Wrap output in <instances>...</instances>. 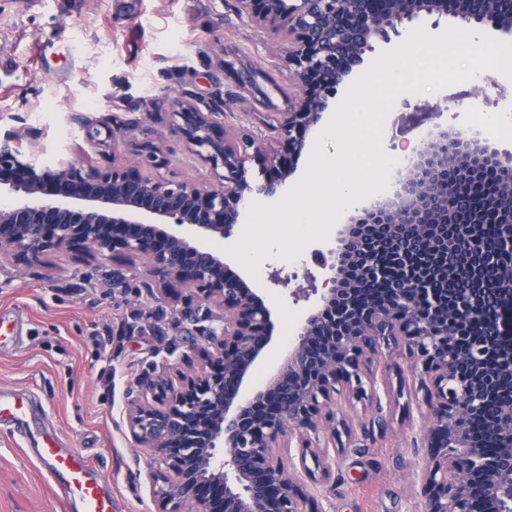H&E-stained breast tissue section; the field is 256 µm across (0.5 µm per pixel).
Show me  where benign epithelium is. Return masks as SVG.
<instances>
[{
  "mask_svg": "<svg viewBox=\"0 0 512 512\" xmlns=\"http://www.w3.org/2000/svg\"><path fill=\"white\" fill-rule=\"evenodd\" d=\"M235 0L233 10L263 32L293 44L288 62L300 93L270 130L288 139L291 151L306 148V133L330 108L329 98L364 61L373 42L422 16L490 22L512 35V0ZM169 130L187 159L210 168L213 183L175 180L158 142L134 143L135 159L100 167L62 157L53 166L38 160L42 132L12 127L0 132V192L20 200L0 207V255L41 264L50 255L81 248L90 263L112 254L116 264L146 265L144 288L181 299L176 327L195 321L201 299L218 310L219 322L191 336L199 362L188 370L165 366L138 377L127 396L126 427L132 441L152 452L148 466L156 512H324L314 488L330 484L339 457L357 447L349 418L336 407L377 398L373 356L403 345L408 368L430 417L428 445L416 464L423 512H476L471 489L483 492V512H512V148L483 140L437 120L404 157L388 195L361 208L337 231L336 244L320 253L325 272L312 288L319 304L300 324L297 341L266 384L245 392L249 371L271 341V310L242 276L228 271L217 251L192 244L170 230L187 226L229 238L255 194L282 193L294 167L265 142L224 128V97L200 108L196 100L171 103ZM68 123L86 143L107 148L131 136L135 124L115 116L92 120L71 112ZM253 152H248V149ZM267 175L254 184L247 164ZM502 179L479 207L462 195L493 172ZM382 224L417 230L419 248L434 245L445 226L447 249L462 243L483 262L486 297L463 291L448 304L432 280L398 248L401 269L386 299L363 306V293L385 276L366 231ZM498 228L489 254L481 232ZM486 327L469 335L475 319ZM465 346L459 355L448 341ZM467 372L468 382L458 377ZM493 392L501 395L496 452L477 441L470 417ZM298 454L291 456L292 441Z\"/></svg>",
  "mask_w": 512,
  "mask_h": 512,
  "instance_id": "obj_1",
  "label": "benign epithelium"
}]
</instances>
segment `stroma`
Returning <instances> with one entry per match:
<instances>
[{
    "mask_svg": "<svg viewBox=\"0 0 512 512\" xmlns=\"http://www.w3.org/2000/svg\"><path fill=\"white\" fill-rule=\"evenodd\" d=\"M436 29L465 30L476 44L485 36L512 43L487 23L425 16L402 24L389 40L375 41L366 58L374 61L403 46L415 31ZM287 51L281 37L259 32L225 0H0V128L13 127L20 117L39 129L44 164L65 152L108 166L131 160L130 145L113 153L92 148L64 115L73 108L93 119L114 115L137 122L135 140L149 131L160 135L168 160L164 175L207 184L209 168L189 163L182 141L168 131V100L191 95L205 102L222 93L226 128L287 154V140L266 127L297 99ZM246 70L260 94L240 89ZM477 87L468 79L395 101L382 123L383 152L394 155L396 147L414 140L406 129L410 117L437 104L445 107V120L457 115L476 127L475 115L485 109L474 95ZM245 231L241 224L227 239L195 234L191 240L223 253L228 268L263 289L272 308V340L247 381L252 390L276 372L316 303L299 291L321 273L322 241H308L295 260L271 247L251 275L232 253ZM112 269L108 260L86 265L66 255L43 266L0 258V314L19 313L23 327L19 347L0 349V386L38 402L40 427L57 431L106 477L113 512H155L142 475L149 453L128 433L126 393L140 373L164 362L160 339L174 336L181 305L147 294L143 265L126 268L124 288L109 286ZM404 364L399 350L386 348L374 365L387 429L369 427L371 415L362 408L348 409L365 429L357 434V449L336 467L327 512H422L414 449L423 444L428 424L413 392L400 387L397 369ZM31 445L0 431V512H63L54 481Z\"/></svg>",
    "mask_w": 512,
    "mask_h": 512,
    "instance_id": "35a3bbf8",
    "label": "stroma"
}]
</instances>
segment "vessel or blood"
Listing matches in <instances>:
<instances>
[{"mask_svg":"<svg viewBox=\"0 0 512 512\" xmlns=\"http://www.w3.org/2000/svg\"><path fill=\"white\" fill-rule=\"evenodd\" d=\"M29 405L0 392V427L18 435L30 429ZM48 473L59 483V498L65 512H112V498L102 490L103 480L95 476L89 459L76 448L62 447L57 436L43 437L36 450Z\"/></svg>","mask_w":512,"mask_h":512,"instance_id":"1","label":"vessel or blood"}]
</instances>
